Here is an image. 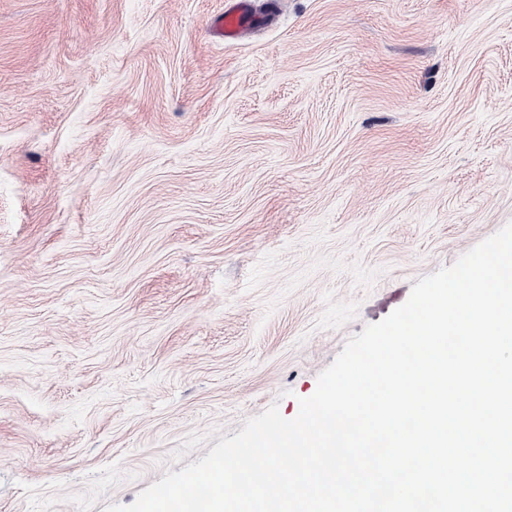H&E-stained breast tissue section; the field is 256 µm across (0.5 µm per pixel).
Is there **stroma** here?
<instances>
[{
  "mask_svg": "<svg viewBox=\"0 0 512 512\" xmlns=\"http://www.w3.org/2000/svg\"><path fill=\"white\" fill-rule=\"evenodd\" d=\"M0 0V512H103L512 223V0ZM271 15L257 12L254 0H225L224 14L211 22V29L225 43L240 40L248 31L268 24Z\"/></svg>",
  "mask_w": 512,
  "mask_h": 512,
  "instance_id": "35a3bbf8",
  "label": "stroma"
}]
</instances>
